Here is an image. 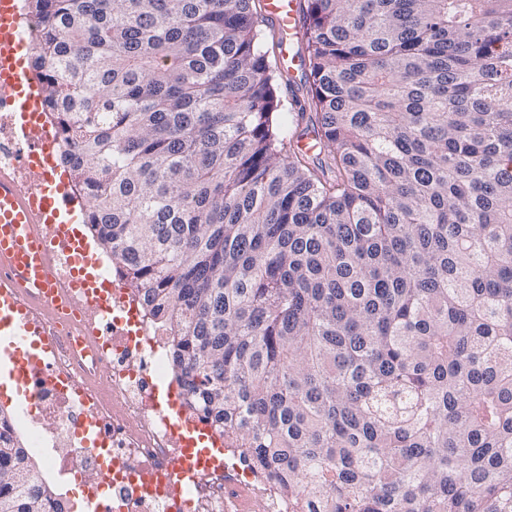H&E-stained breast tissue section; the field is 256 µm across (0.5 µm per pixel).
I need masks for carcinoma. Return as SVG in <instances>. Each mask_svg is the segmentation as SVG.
I'll return each mask as SVG.
<instances>
[{
    "instance_id": "carcinoma-1",
    "label": "carcinoma",
    "mask_w": 512,
    "mask_h": 512,
    "mask_svg": "<svg viewBox=\"0 0 512 512\" xmlns=\"http://www.w3.org/2000/svg\"><path fill=\"white\" fill-rule=\"evenodd\" d=\"M258 2L26 0L84 223L296 512H512V0H295L309 149Z\"/></svg>"
}]
</instances>
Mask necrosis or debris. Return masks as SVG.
Segmentation results:
<instances>
[{
  "mask_svg": "<svg viewBox=\"0 0 512 512\" xmlns=\"http://www.w3.org/2000/svg\"><path fill=\"white\" fill-rule=\"evenodd\" d=\"M51 168L45 155L25 149L15 114L1 112L0 169L24 186L30 171ZM47 244L55 285L78 312L21 288L10 294L37 332L34 372L21 394L53 422L46 432L30 428V440L65 448L59 474L81 482L84 496L111 500L112 512H292L287 492L253 469L235 443L225 441L222 456L204 455L194 441L199 416L159 406L167 337L111 257L79 232ZM90 470L96 479L88 483Z\"/></svg>",
  "mask_w": 512,
  "mask_h": 512,
  "instance_id": "4bbe7bcc",
  "label": "necrosis or debris"
}]
</instances>
